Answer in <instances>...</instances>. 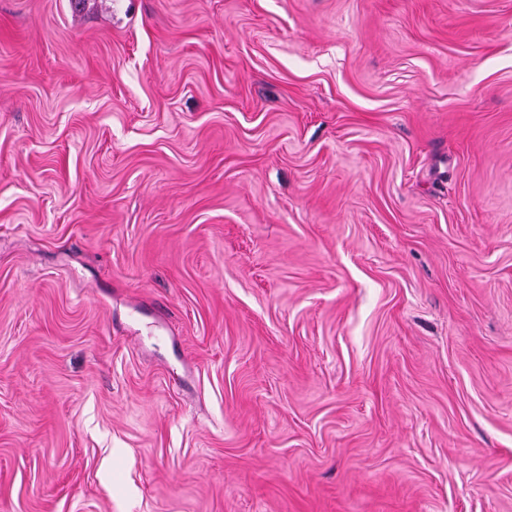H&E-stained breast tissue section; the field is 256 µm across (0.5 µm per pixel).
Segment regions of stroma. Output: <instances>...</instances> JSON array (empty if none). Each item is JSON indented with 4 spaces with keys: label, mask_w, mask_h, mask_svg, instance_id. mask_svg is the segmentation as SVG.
Segmentation results:
<instances>
[{
    "label": "stroma",
    "mask_w": 512,
    "mask_h": 512,
    "mask_svg": "<svg viewBox=\"0 0 512 512\" xmlns=\"http://www.w3.org/2000/svg\"><path fill=\"white\" fill-rule=\"evenodd\" d=\"M0 512H512V0H0Z\"/></svg>",
    "instance_id": "35a3bbf8"
}]
</instances>
